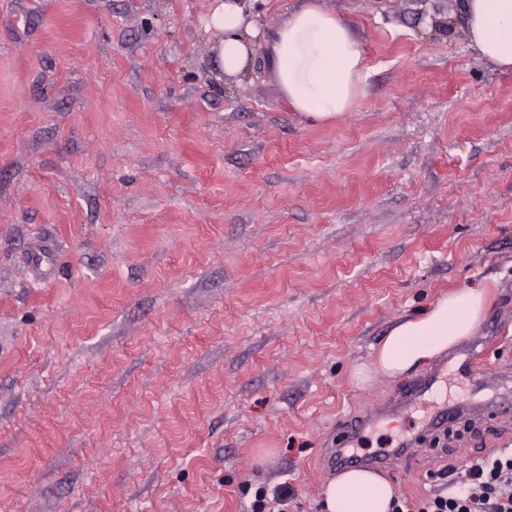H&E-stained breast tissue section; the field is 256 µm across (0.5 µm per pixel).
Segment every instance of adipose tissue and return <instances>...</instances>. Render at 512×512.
Wrapping results in <instances>:
<instances>
[{"mask_svg": "<svg viewBox=\"0 0 512 512\" xmlns=\"http://www.w3.org/2000/svg\"><path fill=\"white\" fill-rule=\"evenodd\" d=\"M462 10L470 40L485 58L512 70V0H464ZM219 38L224 73L237 74L248 61V40L256 29L240 0H216L205 20ZM288 104L300 114L327 122L349 110L363 79V56L346 20L306 0L281 26L264 36ZM487 309L486 291L466 285L422 315L395 326L381 344V369L397 375L418 367L471 335ZM394 490L374 472L351 469L324 488V512H391Z\"/></svg>", "mask_w": 512, "mask_h": 512, "instance_id": "obj_1", "label": "adipose tissue"}]
</instances>
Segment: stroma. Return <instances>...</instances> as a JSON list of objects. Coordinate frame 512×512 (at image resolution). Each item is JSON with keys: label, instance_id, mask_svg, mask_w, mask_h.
Returning <instances> with one entry per match:
<instances>
[{"label": "stroma", "instance_id": "35a3bbf8", "mask_svg": "<svg viewBox=\"0 0 512 512\" xmlns=\"http://www.w3.org/2000/svg\"><path fill=\"white\" fill-rule=\"evenodd\" d=\"M218 68L211 0H0V512H323L342 418L391 397L389 331L482 284L464 348L512 371V71L461 0H322L363 53L355 104L287 103L263 32ZM458 361L369 455L478 388ZM385 471L512 448V412ZM270 504H276L279 509L277 512H288V489L280 488L272 492V499L268 497V490L264 487H259L254 493V500L252 501L248 512H271Z\"/></svg>", "mask_w": 512, "mask_h": 512}]
</instances>
